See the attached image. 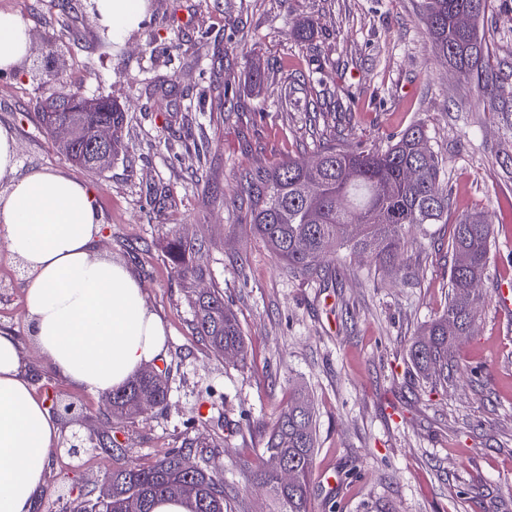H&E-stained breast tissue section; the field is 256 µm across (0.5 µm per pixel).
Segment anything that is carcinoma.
I'll use <instances>...</instances> for the list:
<instances>
[{"mask_svg":"<svg viewBox=\"0 0 512 512\" xmlns=\"http://www.w3.org/2000/svg\"><path fill=\"white\" fill-rule=\"evenodd\" d=\"M489 0H421L420 8L433 50L467 79H477L480 99L507 106L512 97L508 82L486 67L484 41L478 22ZM462 12L472 13L466 31L455 27ZM45 131L55 125L82 119L91 133L99 123L112 126V155L124 148V113L117 105L89 112H69L51 99L40 104ZM425 132L407 129L384 149L344 152L334 146L320 149L318 166L298 157L275 167H258L245 175L240 193L248 204L250 229L283 263L288 274L318 279L327 274L325 259L342 250L368 255L387 263L405 248V228L411 225L448 223V194L439 187L442 160L433 151L424 155L420 145ZM90 140L78 142L67 160L90 169ZM414 176H406L407 170ZM492 224L482 216L460 217L453 230L451 248L469 257L466 265L450 270V296L444 311L430 321L410 349L415 370L434 386H448V372L455 366L454 337L466 335L475 320L482 297L474 288L491 259ZM205 239L187 240L173 235L165 245L173 273L191 285L202 277L194 257ZM195 333L221 351L232 350L239 362L246 360L242 332L235 316L224 307L218 290L194 295ZM152 392L159 405L168 398L166 375L133 378L123 388L105 394L112 400V416L133 419L140 414L137 394ZM316 417L305 393L297 390L284 404L266 435L262 463L253 478L268 489L274 512H310L309 486L316 453ZM193 443H186L192 450ZM184 449V450H186ZM184 450L172 451L151 464L121 462L112 469V498L89 499L76 512H150L158 499L183 498L194 503L193 512H233L219 472L202 468L190 475L180 467ZM293 472V483L281 482L282 469Z\"/></svg>","mask_w":512,"mask_h":512,"instance_id":"carcinoma-1","label":"carcinoma"}]
</instances>
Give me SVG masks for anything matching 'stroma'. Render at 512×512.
<instances>
[{
	"mask_svg": "<svg viewBox=\"0 0 512 512\" xmlns=\"http://www.w3.org/2000/svg\"><path fill=\"white\" fill-rule=\"evenodd\" d=\"M91 4L0 0L31 37L18 70L0 74V126L15 134L18 175L61 172L95 189L100 250L132 269L165 322L155 368L170 396L118 420L58 375L28 332L24 271L0 246V331L16 336L35 397L75 405L54 415L36 512L96 497L115 465L94 447L105 432L141 464L196 439L192 461L221 472L234 512H272L251 473L264 425L297 389L316 411L313 512H512V318L495 305L512 279L506 119L433 52L419 0H144L110 46ZM480 33L489 65L512 76V0H491ZM64 84L123 110L110 168L73 165L41 128L38 102ZM414 125L444 161L451 206L447 223L407 229L403 268L343 251L333 283L289 276L228 203L256 166L312 162L328 144L383 148ZM476 212L494 226L485 302L435 389L414 376L409 348L448 304L453 224ZM174 233L208 240L195 262L237 317L246 366L194 336L190 290L163 252Z\"/></svg>",
	"mask_w": 512,
	"mask_h": 512,
	"instance_id": "stroma-1",
	"label": "stroma"
}]
</instances>
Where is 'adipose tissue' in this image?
Segmentation results:
<instances>
[{"mask_svg": "<svg viewBox=\"0 0 512 512\" xmlns=\"http://www.w3.org/2000/svg\"><path fill=\"white\" fill-rule=\"evenodd\" d=\"M27 29L0 13V70L27 56ZM0 242L25 272L29 332L78 388L118 389L166 355V327L124 263L100 252L93 189L64 174H16V139L0 126ZM59 428L31 391L16 339L0 333V512H35Z\"/></svg>", "mask_w": 512, "mask_h": 512, "instance_id": "ef3b65f1", "label": "adipose tissue"}]
</instances>
